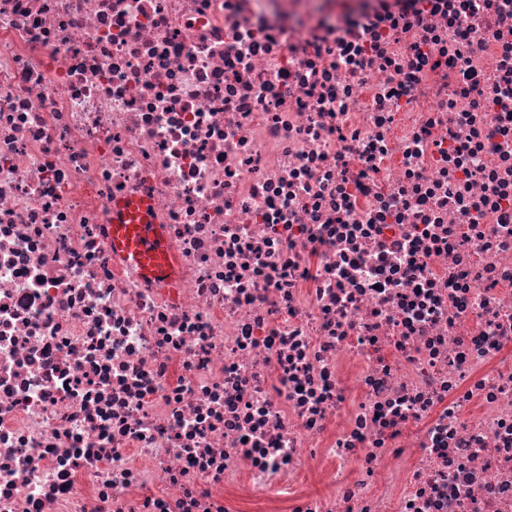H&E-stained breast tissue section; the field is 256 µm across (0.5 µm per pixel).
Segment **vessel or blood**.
Returning a JSON list of instances; mask_svg holds the SVG:
<instances>
[{"label":"vessel or blood","mask_w":512,"mask_h":512,"mask_svg":"<svg viewBox=\"0 0 512 512\" xmlns=\"http://www.w3.org/2000/svg\"><path fill=\"white\" fill-rule=\"evenodd\" d=\"M112 216V246L118 257L140 266L152 275L167 269V246L159 225L154 224L143 205L114 202L109 206Z\"/></svg>","instance_id":"b4317fda"}]
</instances>
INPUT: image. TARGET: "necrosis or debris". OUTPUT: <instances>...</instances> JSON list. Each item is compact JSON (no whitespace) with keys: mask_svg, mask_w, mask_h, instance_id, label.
<instances>
[{"mask_svg":"<svg viewBox=\"0 0 512 512\" xmlns=\"http://www.w3.org/2000/svg\"><path fill=\"white\" fill-rule=\"evenodd\" d=\"M0 512H512V0H0ZM112 247L118 257L130 260L146 273L162 275L167 269V246L159 224H153L143 205L113 202Z\"/></svg>","mask_w":512,"mask_h":512,"instance_id":"1","label":"necrosis or debris"}]
</instances>
